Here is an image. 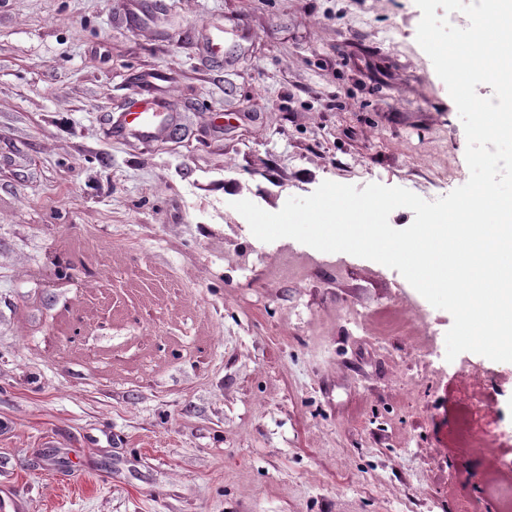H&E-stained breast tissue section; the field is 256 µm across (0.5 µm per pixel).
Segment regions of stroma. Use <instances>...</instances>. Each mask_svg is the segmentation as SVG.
Masks as SVG:
<instances>
[{"instance_id":"stroma-1","label":"stroma","mask_w":512,"mask_h":512,"mask_svg":"<svg viewBox=\"0 0 512 512\" xmlns=\"http://www.w3.org/2000/svg\"><path fill=\"white\" fill-rule=\"evenodd\" d=\"M420 19L0 0V491L24 512H494L481 455L448 438L457 367L382 330L403 276L262 242L232 207L467 171ZM147 91L170 130L117 133Z\"/></svg>"}]
</instances>
